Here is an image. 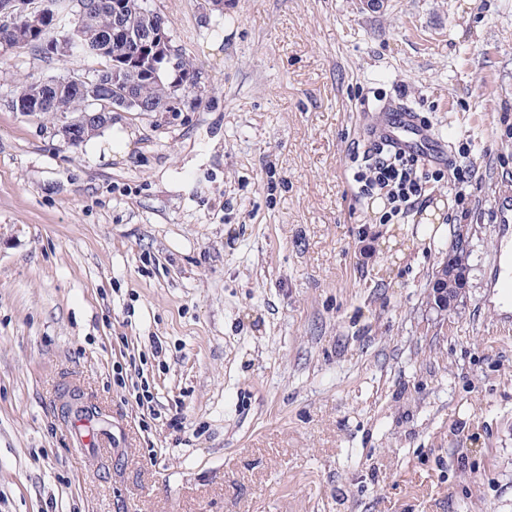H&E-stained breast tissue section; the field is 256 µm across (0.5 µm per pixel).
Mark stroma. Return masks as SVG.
<instances>
[{
  "label": "stroma",
  "mask_w": 512,
  "mask_h": 512,
  "mask_svg": "<svg viewBox=\"0 0 512 512\" xmlns=\"http://www.w3.org/2000/svg\"><path fill=\"white\" fill-rule=\"evenodd\" d=\"M150 6L202 98L77 146L9 93L94 61L0 50V512H512V0ZM400 99L470 196L433 184L383 224L350 155ZM460 224L468 288L441 314ZM72 386L107 453L72 439ZM495 221L498 224L499 236L507 237L509 232L512 236V194L510 191L499 195Z\"/></svg>",
  "instance_id": "obj_1"
}]
</instances>
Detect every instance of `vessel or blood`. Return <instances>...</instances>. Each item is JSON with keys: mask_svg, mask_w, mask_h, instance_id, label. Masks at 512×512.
Wrapping results in <instances>:
<instances>
[{"mask_svg": "<svg viewBox=\"0 0 512 512\" xmlns=\"http://www.w3.org/2000/svg\"><path fill=\"white\" fill-rule=\"evenodd\" d=\"M364 139L374 143H388L396 149L425 159L442 163L448 157V142L423 125L417 112L406 104L382 109L378 118L364 125ZM499 236L512 233V194L501 193L495 213Z\"/></svg>", "mask_w": 512, "mask_h": 512, "instance_id": "1", "label": "vessel or blood"}]
</instances>
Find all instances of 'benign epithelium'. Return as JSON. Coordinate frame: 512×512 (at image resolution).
<instances>
[{
  "label": "benign epithelium",
  "mask_w": 512,
  "mask_h": 512,
  "mask_svg": "<svg viewBox=\"0 0 512 512\" xmlns=\"http://www.w3.org/2000/svg\"><path fill=\"white\" fill-rule=\"evenodd\" d=\"M87 6L104 17L112 18L113 25L120 26L122 0H90ZM42 22L41 9L30 6L29 0H0V44L4 48L15 47L16 34L26 30H38L42 27ZM129 41L131 51L134 52L138 48L143 50V53L139 54L140 66L136 70L130 69L122 57L112 62L110 84L115 86V95L111 96L112 106L107 112H92L83 115L82 124L84 126L88 127L93 123H106L112 118V113L120 112L128 107L133 89L140 77L147 75L159 77L168 69L173 55L176 54L165 26V18L160 14L153 20L152 27L130 32ZM72 47V41L67 34L60 35L48 42L50 54L58 57H71L73 55ZM40 86L44 89L43 94L27 102L11 104L13 111L65 113L61 90L56 85L45 81L41 82ZM470 241L468 229L464 226L459 228L452 248L455 256L469 253ZM450 279L454 281L455 287L434 289L432 305L441 312H451L457 308L458 300L467 283V276L458 272V265L453 261L445 260L439 267L438 283L443 284Z\"/></svg>",
  "instance_id": "7a95c632"
}]
</instances>
